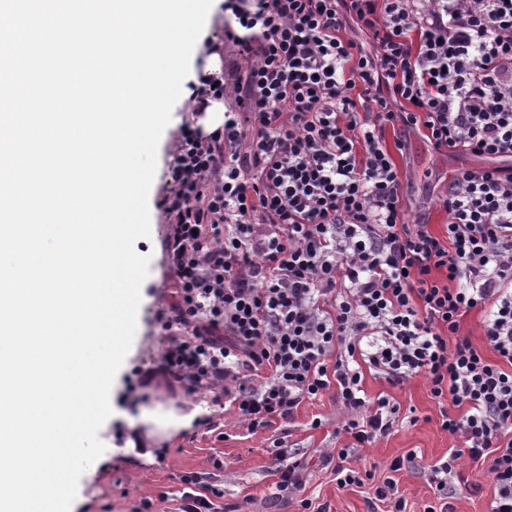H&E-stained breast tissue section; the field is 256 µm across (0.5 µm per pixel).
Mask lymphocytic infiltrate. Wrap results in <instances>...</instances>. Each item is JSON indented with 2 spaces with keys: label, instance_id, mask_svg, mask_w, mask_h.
<instances>
[{
  "label": "lymphocytic infiltrate",
  "instance_id": "obj_1",
  "mask_svg": "<svg viewBox=\"0 0 512 512\" xmlns=\"http://www.w3.org/2000/svg\"><path fill=\"white\" fill-rule=\"evenodd\" d=\"M216 53L244 75L203 73L194 109L226 105L213 131L184 126L161 207L174 301L141 387L221 394L250 430L335 393L365 444L399 409L367 397L420 376L450 402L461 446L423 464L452 512L461 457L486 465L487 512H512V0H224ZM435 150L489 159L456 172L444 235L410 221L388 124ZM487 311L496 361L460 332ZM177 512H224V492L182 477Z\"/></svg>",
  "mask_w": 512,
  "mask_h": 512
}]
</instances>
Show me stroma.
Returning a JSON list of instances; mask_svg holds the SVG:
<instances>
[{"mask_svg":"<svg viewBox=\"0 0 512 512\" xmlns=\"http://www.w3.org/2000/svg\"><path fill=\"white\" fill-rule=\"evenodd\" d=\"M191 100L175 103L169 125L157 149L156 173L148 195L151 234L137 240L135 249L149 256V275L141 290L137 328L132 346L117 371L110 393L112 413L98 436L105 446L101 457L81 475L72 512H133L142 500H153L156 512H173L172 496L182 487L183 475L212 477L224 490V512H303L299 501L280 492L273 457L274 440L296 452L304 466L303 495L313 506L328 512H370L374 482L362 486H339L333 464L321 456L335 448L352 445L344 433L345 414L334 394L303 403L285 428L250 430L233 408L214 402L212 394L185 395L181 390L158 388L148 397L134 396L136 370L153 366L166 343L160 318L169 310L172 274L167 263L165 241L168 226L160 207L167 191L166 172L172 161V142L179 129L196 124ZM387 142H401L393 157L405 174L407 207L412 220L430 224L440 233L447 220L436 202L448 188L457 169L480 168L485 159L472 155L438 152L418 131L395 126L386 130ZM362 387L370 398L385 397L399 408L390 434L360 447L361 464L385 468L391 461L416 454L426 461L446 455L454 440L441 427V406L427 381L417 377L394 386L372 371H364ZM195 412L190 425L163 427L172 415ZM221 457L224 470L214 473L213 459ZM463 475L479 486V493L458 491L453 512H486L494 485L486 468L464 464ZM406 501V512H424L437 494L426 476L413 467L396 474ZM168 501H160L162 492Z\"/></svg>","mask_w":512,"mask_h":512,"instance_id":"35a3bbf8","label":"stroma"}]
</instances>
